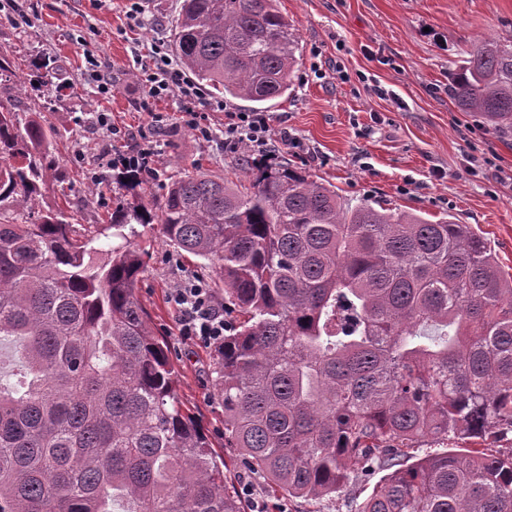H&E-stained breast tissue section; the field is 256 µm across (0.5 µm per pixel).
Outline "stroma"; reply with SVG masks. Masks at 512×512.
Masks as SVG:
<instances>
[{
    "instance_id": "stroma-1",
    "label": "stroma",
    "mask_w": 512,
    "mask_h": 512,
    "mask_svg": "<svg viewBox=\"0 0 512 512\" xmlns=\"http://www.w3.org/2000/svg\"><path fill=\"white\" fill-rule=\"evenodd\" d=\"M183 0H146L140 26L130 27L128 0H0V51L16 74L0 89V107L39 110L54 130V172L40 205L60 204L61 185L83 228L101 226L115 205H158L166 186L201 168L233 177L239 153L199 137L179 100L150 98L138 78L139 59L153 44L169 51ZM297 29L293 85L268 111L275 162L335 187L349 205L431 221L469 224L487 240L504 276L512 275V140L481 118L458 111L448 93L460 51L477 38L512 42V0H277ZM107 65L110 95L100 94L85 52ZM105 112L117 138L93 121ZM296 139L284 145L281 132ZM153 144L157 173L131 190L101 184L87 198L101 153H130ZM145 269L136 297L176 368L183 410L206 434L217 460L232 461L228 482L246 508L264 512H350L381 480L367 472L336 499L312 505L274 498L263 477L224 445V407L215 390L213 347L178 332L169 293L185 276H202L216 298L224 285L198 258L168 246L160 225L137 227Z\"/></svg>"
}]
</instances>
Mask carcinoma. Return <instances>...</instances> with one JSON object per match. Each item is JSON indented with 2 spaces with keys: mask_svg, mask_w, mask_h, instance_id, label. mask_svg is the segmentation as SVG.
<instances>
[{
  "mask_svg": "<svg viewBox=\"0 0 512 512\" xmlns=\"http://www.w3.org/2000/svg\"><path fill=\"white\" fill-rule=\"evenodd\" d=\"M296 51L275 0H183L173 52L214 95L270 108ZM448 91L512 138V44L478 39ZM49 146L40 113L0 110V338L21 359L0 378V512H244L136 298L134 225L154 222L224 283V447L270 495L318 503L375 468L354 512H512V450L414 455L512 433V280L471 225L352 207L246 155V185L198 170L154 210L116 207L105 249L40 208Z\"/></svg>",
  "mask_w": 512,
  "mask_h": 512,
  "instance_id": "1",
  "label": "carcinoma"
}]
</instances>
